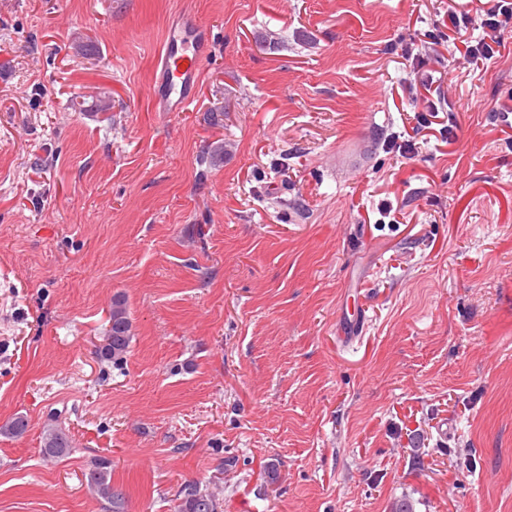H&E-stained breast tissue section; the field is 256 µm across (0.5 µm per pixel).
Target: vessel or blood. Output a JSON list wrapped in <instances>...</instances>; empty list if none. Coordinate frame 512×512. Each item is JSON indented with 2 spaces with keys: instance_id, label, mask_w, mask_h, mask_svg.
Masks as SVG:
<instances>
[{
  "instance_id": "vessel-or-blood-1",
  "label": "vessel or blood",
  "mask_w": 512,
  "mask_h": 512,
  "mask_svg": "<svg viewBox=\"0 0 512 512\" xmlns=\"http://www.w3.org/2000/svg\"><path fill=\"white\" fill-rule=\"evenodd\" d=\"M209 54L207 23L190 8L179 9L166 27L154 81L147 89L156 111L177 114L190 109Z\"/></svg>"
}]
</instances>
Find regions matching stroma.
I'll list each match as a JSON object with an SVG mask.
<instances>
[{"label":"stroma","instance_id":"stroma-1","mask_svg":"<svg viewBox=\"0 0 512 512\" xmlns=\"http://www.w3.org/2000/svg\"><path fill=\"white\" fill-rule=\"evenodd\" d=\"M182 2L0 0V512H107L100 459L124 512H512V36L476 65L450 0H193L171 115ZM210 51L207 23L190 8L179 9L166 27L154 81L147 89L156 111L178 114L190 109ZM132 327L127 299L124 294L117 293L112 298L104 343L97 352L101 361L112 363L115 368L126 363L133 338ZM72 440L65 428L56 424L46 426L43 434L42 452L47 460H56L70 454ZM108 465L104 460L91 465L87 472L88 488L92 495L110 503L113 512H123L124 496L121 491L112 486ZM176 512H223L224 505L215 495L196 486H185L178 494Z\"/></svg>","mask_w":512,"mask_h":512}]
</instances>
